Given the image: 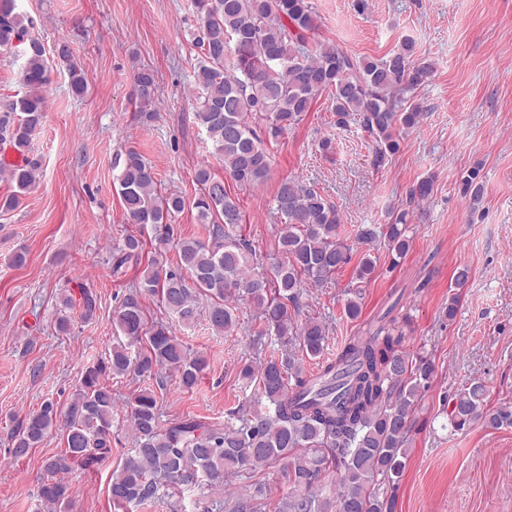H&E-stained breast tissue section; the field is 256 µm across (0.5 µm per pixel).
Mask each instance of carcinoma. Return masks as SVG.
<instances>
[{
    "mask_svg": "<svg viewBox=\"0 0 512 512\" xmlns=\"http://www.w3.org/2000/svg\"><path fill=\"white\" fill-rule=\"evenodd\" d=\"M193 6L202 50L194 66L195 117L212 143V156L242 186H259L268 179L271 159L265 139L275 140L298 125L325 92L331 95L337 125L355 120L373 136L378 165L399 152L402 133L423 117L407 94L426 82L433 64L414 60L409 40L382 58L356 57L334 44L311 41L310 0H193ZM19 45L24 46L20 75L26 94L0 103V143L16 155L12 161L0 159V179L17 191L0 198L1 210L18 206L19 195L39 177V160L30 152L45 118L43 91L50 70L45 47L29 36L17 0H0V52ZM58 60L68 71L72 94L83 96L85 75L67 45L59 47ZM157 90L152 68L134 71L132 96L149 118ZM117 180L126 223L150 227L155 241L166 245L174 236L170 217L189 206L205 225L207 240H178L176 269L153 260L118 308L115 327L124 340L85 367L66 408L46 401L11 434V453L20 458L50 430L60 432L64 449L46 462L47 476L37 490L53 512H66L71 502L65 475L76 466L99 465L112 452L113 398L106 379L130 372L150 378L161 368L173 372L182 389H193L203 359L190 355L173 324L191 326L203 316L212 330L228 332L238 325L231 298L254 306L264 335L276 337L285 348L297 344L317 358L328 340L326 322L310 318L294 326L289 307L297 306L306 285L328 286L352 259V247L339 236L336 205L295 179H281L274 195L273 211L282 219L277 255L268 268L251 274L247 269L255 251L237 234L243 221L240 204L211 165L196 169L198 193L190 203L178 193L158 190L152 166L135 150L126 152ZM482 191L480 169L475 168L463 179V194L475 206ZM405 219L403 212L384 232L372 224L359 227L356 244L370 248L382 238L391 254L402 257L409 249ZM142 251L140 238L126 236L112 252L113 275L141 260ZM375 271L376 260L364 253L355 269L356 282L369 281ZM146 294L157 298L170 323L148 320L142 300ZM201 298L206 300L203 308ZM63 305L79 308L81 319L90 322L98 301L91 290L80 288L76 296L67 294ZM402 342L395 322L383 324L350 339L312 379L303 376L288 351L258 368L246 363L239 377L257 383L259 408L217 427L185 419L163 428L156 396L139 391L129 415L135 447L109 484L113 505L159 500L171 483L190 487L205 481L221 487L229 471L247 474L281 462L291 486L287 512H393L416 407L434 375L432 361L407 354ZM449 420L459 430L472 423L492 430L512 427V403L488 406L486 386L474 381L454 395ZM331 468L336 474L333 500L318 487Z\"/></svg>",
    "mask_w": 512,
    "mask_h": 512,
    "instance_id": "1",
    "label": "carcinoma"
}]
</instances>
